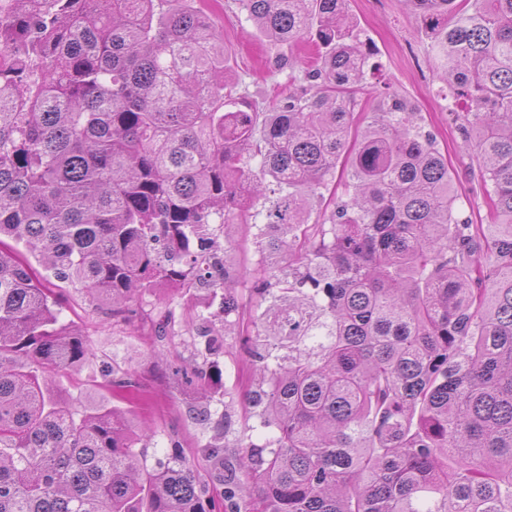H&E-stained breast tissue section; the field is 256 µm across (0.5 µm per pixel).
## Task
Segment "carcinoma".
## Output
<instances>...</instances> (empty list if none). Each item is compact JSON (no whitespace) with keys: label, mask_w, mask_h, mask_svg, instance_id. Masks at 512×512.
Returning a JSON list of instances; mask_svg holds the SVG:
<instances>
[{"label":"carcinoma","mask_w":512,"mask_h":512,"mask_svg":"<svg viewBox=\"0 0 512 512\" xmlns=\"http://www.w3.org/2000/svg\"><path fill=\"white\" fill-rule=\"evenodd\" d=\"M406 2L468 105L488 224L458 214L435 136L389 87L348 148L379 67L348 0H235L273 45L317 50L268 104L197 0H0V512L212 506L184 459L140 461L117 408L48 387L90 354L65 285L124 322L156 288L220 297L207 323L258 381L209 452L224 512H512V0ZM239 228L256 259L218 261ZM176 373L206 394L207 370Z\"/></svg>","instance_id":"cac0c4a2"}]
</instances>
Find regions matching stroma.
Masks as SVG:
<instances>
[{"instance_id": "obj_1", "label": "stroma", "mask_w": 512, "mask_h": 512, "mask_svg": "<svg viewBox=\"0 0 512 512\" xmlns=\"http://www.w3.org/2000/svg\"><path fill=\"white\" fill-rule=\"evenodd\" d=\"M200 7L216 24L227 54L231 74L243 80L256 99L286 97L295 88L288 79L289 56L306 58L303 45L288 47L267 43L250 22L245 21L234 0H202ZM351 13L359 20L378 50L379 71L368 76L360 96L363 106L377 102V87L391 90L416 105L427 130L448 156V169L460 198L462 216L474 224L488 221V199L481 189V169L468 150L452 110L440 93L439 61L431 39L423 31L415 11L406 0H349ZM69 308L61 317L75 321L90 347L88 359L74 372H62L54 386L77 409L88 408L109 398L107 382L113 372L129 371L138 377L143 397L121 403L132 429L150 426L154 437L145 450L148 463L171 457L187 460L196 474L211 479L219 465L205 447L224 440V420L240 422L242 395L250 373L237 351L234 337L208 335L203 320L218 308L208 290L196 289L192 299L182 292L158 288L142 297L144 318L126 323L112 318L104 302L86 289L67 288ZM170 309L174 321L166 335L155 332L158 311ZM222 375L211 383L209 398H200L194 385L175 376L179 366L211 368ZM207 406L208 419L194 418L192 410Z\"/></svg>"}]
</instances>
